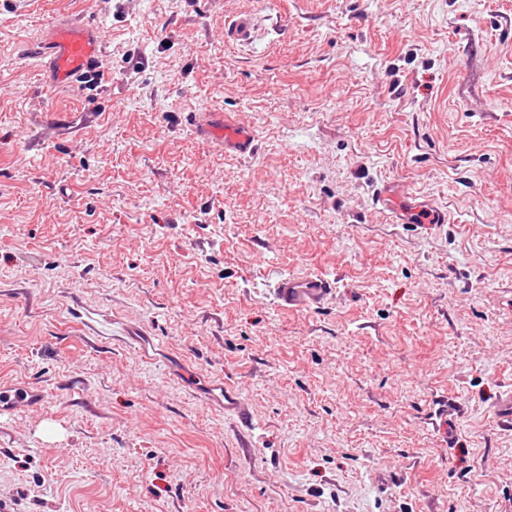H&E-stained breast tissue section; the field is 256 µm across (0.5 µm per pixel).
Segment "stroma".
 <instances>
[{"instance_id":"35a3bbf8","label":"stroma","mask_w":512,"mask_h":512,"mask_svg":"<svg viewBox=\"0 0 512 512\" xmlns=\"http://www.w3.org/2000/svg\"><path fill=\"white\" fill-rule=\"evenodd\" d=\"M76 15L104 77L45 87ZM1 379L46 394L0 423L10 512H512V0H0ZM257 30L258 26L254 18L250 14L244 13L233 22L229 36L241 44H249L256 37ZM221 139L224 137V151L229 154L245 155L255 145L253 134L237 125L230 124L224 120V127L214 130ZM399 199H403V206L395 205ZM377 204L388 212L394 224H420L428 230L448 224V210L431 204L401 185H383L377 192ZM335 291V283L322 276H280L272 292L278 305L288 309H307L322 304ZM208 400L224 409V412L232 411L238 416H246L247 406L241 400L237 392L228 385H203ZM458 413V404L453 400H448V398L444 399L438 404L432 415L431 424L433 429L443 438H448V421H450L448 417L457 415Z\"/></svg>"}]
</instances>
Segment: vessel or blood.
<instances>
[{"instance_id":"obj_1","label":"vessel or blood","mask_w":512,"mask_h":512,"mask_svg":"<svg viewBox=\"0 0 512 512\" xmlns=\"http://www.w3.org/2000/svg\"><path fill=\"white\" fill-rule=\"evenodd\" d=\"M258 26L250 14L240 15L232 24L230 37L242 44L251 43ZM45 81L52 86H73L94 76L103 51L98 25L88 21L62 23L54 26L45 37ZM217 134L224 140L226 153L244 155L255 145L253 134L237 125L225 124ZM377 204L388 213L392 223L418 224L431 230L448 221L446 209L435 206L400 185H383L377 192ZM335 291L332 280L321 275L304 277L281 276L272 292L280 307L307 309L319 306ZM208 400L237 415H247L248 409L237 392L227 385L208 386ZM45 392L29 383L0 382V420L13 419L27 408L44 404ZM459 412L455 401L443 400L436 407L431 424L440 435H447L450 416Z\"/></svg>"}]
</instances>
